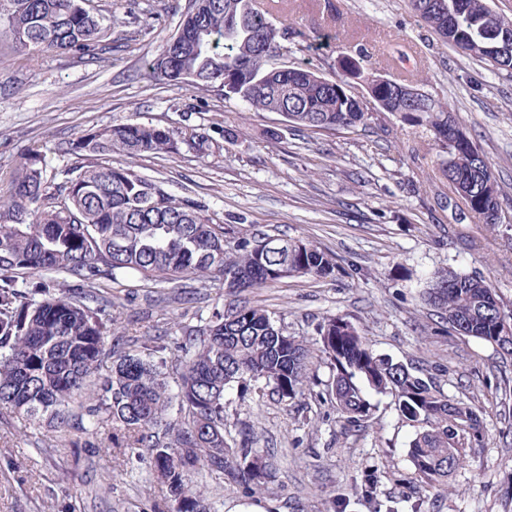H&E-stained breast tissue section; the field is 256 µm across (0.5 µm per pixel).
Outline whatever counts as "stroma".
Masks as SVG:
<instances>
[{
    "instance_id": "obj_1",
    "label": "stroma",
    "mask_w": 512,
    "mask_h": 512,
    "mask_svg": "<svg viewBox=\"0 0 512 512\" xmlns=\"http://www.w3.org/2000/svg\"><path fill=\"white\" fill-rule=\"evenodd\" d=\"M178 0H91L117 15L100 60L47 53L29 58L0 40V181L24 155L39 153L49 171L81 163L84 136L137 118L179 132H208L209 156L188 146L131 158L134 170L162 178L177 196L205 203L221 224L256 236L306 238L331 254L335 279L290 277L237 296L281 315L290 335L314 344L323 317L346 315L372 348L432 376L452 400L481 412L485 444L450 479L428 492L406 446L415 433L391 397H375L363 426L340 422L322 384L330 370L314 360V395L233 399L232 430L254 435L274 477L247 498L208 476L192 481L218 512H512V357L440 322L423 299L429 277L448 267L490 279L512 306V77L441 42L407 0H263L273 20L307 35L336 32L322 51L292 63L326 75L341 56L367 48L374 69L447 103L452 120L480 146L502 196L503 220L470 211L444 176L432 136L384 114L365 130H292L273 112H254L219 88L196 90L152 81L146 66L179 21ZM186 299L170 285L130 273L109 282L115 324L103 369L132 336L175 340L203 325L229 298L223 287L184 278ZM105 435L72 448L47 424L0 415V512H152L166 489L148 462L115 459ZM373 480L372 496L360 492Z\"/></svg>"
}]
</instances>
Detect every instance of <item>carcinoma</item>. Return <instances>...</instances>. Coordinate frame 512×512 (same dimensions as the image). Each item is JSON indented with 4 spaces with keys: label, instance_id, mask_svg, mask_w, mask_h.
I'll use <instances>...</instances> for the list:
<instances>
[{
    "label": "carcinoma",
    "instance_id": "cac0c4a2",
    "mask_svg": "<svg viewBox=\"0 0 512 512\" xmlns=\"http://www.w3.org/2000/svg\"><path fill=\"white\" fill-rule=\"evenodd\" d=\"M408 0L420 20L448 45L512 77L507 60L512 19L489 0ZM112 18L91 11L87 0H0V38L14 52H48L95 60ZM312 48L301 30L276 25L260 0H184L178 27L148 63L155 80L196 89L221 87L254 112H274L285 125L319 131L357 129L373 113L429 130L448 182L486 224L502 222L500 187L477 144L432 95H402L403 83L368 67V55L346 56L340 73L288 64ZM360 81L367 97L350 91ZM186 144L196 155L215 143L205 133L183 137L135 119L89 134L78 149L96 156L163 154ZM47 174L32 153L0 185V412L47 416L63 435H97L112 425V452L141 459L149 451L168 497L164 512H218L188 482L204 470L215 484L249 496L272 472L249 433L228 445L226 394L268 389L281 401L304 395L312 351L288 334L276 313L259 305L216 309L203 328L177 342L181 371L167 372L168 344L129 340L128 351L98 374L105 337L112 332V300L102 280L138 273L174 284L183 277L213 282L238 294L271 286L288 269L294 277L334 278L333 257L307 241L280 250L262 247L270 237L229 236L206 205L173 194L166 182L113 161L75 165ZM38 273L61 276L68 292L48 297L40 282L19 287ZM426 303L455 331L488 342L512 356V323L491 281L442 270L430 277ZM318 351L329 365L325 384L331 405L346 424L372 415L369 395H389L416 428L406 455L429 489L449 490L448 480L483 446V422L471 404L448 399L432 378L377 354L346 316L317 326ZM176 409V419L168 412Z\"/></svg>",
    "mask_w": 512,
    "mask_h": 512
}]
</instances>
